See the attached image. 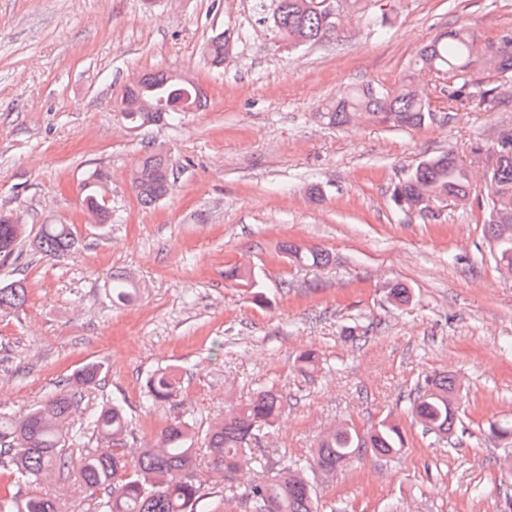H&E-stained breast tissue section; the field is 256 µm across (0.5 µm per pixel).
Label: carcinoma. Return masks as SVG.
I'll list each match as a JSON object with an SVG mask.
<instances>
[{
    "instance_id": "obj_1",
    "label": "carcinoma",
    "mask_w": 512,
    "mask_h": 512,
    "mask_svg": "<svg viewBox=\"0 0 512 512\" xmlns=\"http://www.w3.org/2000/svg\"><path fill=\"white\" fill-rule=\"evenodd\" d=\"M325 0H254L255 22L275 32L292 47L316 43L335 33L338 18L329 15ZM229 39L214 37L207 57L211 65L224 64ZM489 62L491 78L480 79L474 72L479 59ZM429 72L448 75V84L440 88L446 111L457 105H470L487 111L497 88L512 82V37L505 35L496 43L478 46L467 27L440 32L424 46L407 75L397 87H352L344 95L321 105L318 119L332 127L346 126L364 119L396 130L419 129L435 121L430 98L418 90L417 76ZM165 100L163 111L150 110L144 104ZM203 91L178 80L173 71L141 75L124 87L117 104L119 116L131 130L168 124L187 108L201 107ZM496 161L488 170L489 195L484 206L485 236L496 263L512 268V129L501 132ZM174 164L159 150H148L138 159L131 186L140 203L152 206L165 198L175 181ZM473 194L466 168L453 151L425 159L398 180L391 197L402 210L431 212V203L439 197L465 201ZM87 207L100 224L112 223V207L90 191ZM12 214L0 213V260L18 254L25 235L24 225L11 220ZM75 243L69 224H43L32 240L42 255L59 260ZM285 254L298 264L325 265L330 261L324 250L284 245ZM112 300L123 304L135 293L134 283L126 276L114 275L108 284ZM390 304L399 307L410 300L409 288L401 283L389 287ZM26 289L20 281L0 287V309L21 308ZM100 366L85 365L75 376L78 385L100 381ZM180 396L177 373L170 368L154 372L145 383L144 399L148 409L176 406ZM409 412L423 433L445 442L460 422V388L455 378L438 374L417 382L407 393ZM79 394L62 388L26 412L16 415L0 412V512H62L60 503L48 496H25L17 491L23 484H40L51 478H71L86 497L96 500L97 512H197L202 484L197 479V449L188 444L193 424L180 415L170 418L154 438V444L141 449L131 460L123 452L133 423L122 405L102 406L89 415L96 434L109 444L107 451L87 450L75 454L66 448L65 428L76 413ZM285 410L284 396L272 387L256 390L247 403L230 405L224 419L206 432L201 446L210 458L211 469L224 476V498L238 496L245 501L246 512H322L319 486L336 473L357 462L364 451L393 457L405 446V432L386 418L365 432L344 424L324 432L306 456L274 459L256 454L253 444L274 426ZM260 476L248 491L234 489L237 473L252 467Z\"/></svg>"
}]
</instances>
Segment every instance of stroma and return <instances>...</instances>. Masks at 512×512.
<instances>
[{"instance_id":"stroma-1","label":"stroma","mask_w":512,"mask_h":512,"mask_svg":"<svg viewBox=\"0 0 512 512\" xmlns=\"http://www.w3.org/2000/svg\"><path fill=\"white\" fill-rule=\"evenodd\" d=\"M382 33L358 12L337 35L296 50L257 25L251 0H0V211L28 235L72 225L77 245L53 261L22 244L0 283L23 282L21 309L0 310V410L21 413L84 365L102 369L82 394L70 448H95L90 413L121 403L129 447L170 416L195 433L224 404L271 385L284 417L262 437L269 455L307 454L340 421L366 430L396 419L408 444L394 459L365 451L319 492L325 512H512L498 469L512 439L485 433L512 417V275L484 232L485 172L512 128V87L490 109L460 107L419 130L370 123L332 128L322 103L350 87H393L422 46L466 26L480 42L512 31V0H369ZM230 38L222 67L204 49ZM183 70L204 91L173 126L133 131L113 112L132 75ZM174 162L159 203L142 205L131 171L145 145ZM454 151L475 201L446 198L432 216L398 210L391 188L423 159ZM104 172L112 221L89 223L83 186ZM329 252L328 265L289 261L284 243ZM250 270L253 286L226 280ZM136 299L114 303L113 275ZM411 292L390 306L385 287ZM315 353L306 373L300 357ZM177 371L176 407L145 411L146 378ZM458 380L461 422L448 443L423 435L405 409L417 381Z\"/></svg>"}]
</instances>
